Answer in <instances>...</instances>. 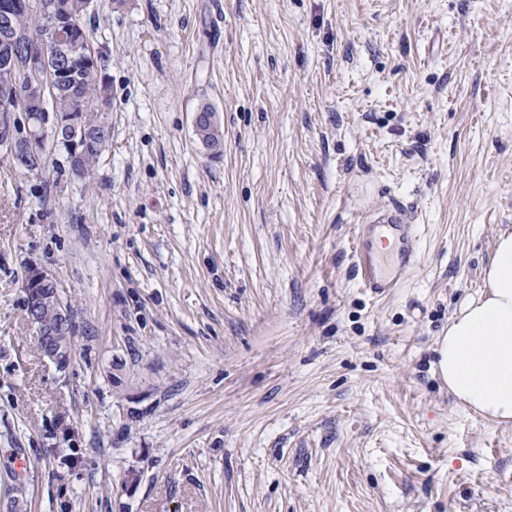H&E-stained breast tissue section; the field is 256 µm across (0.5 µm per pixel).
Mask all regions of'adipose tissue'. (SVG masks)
Returning a JSON list of instances; mask_svg holds the SVG:
<instances>
[{
    "mask_svg": "<svg viewBox=\"0 0 512 512\" xmlns=\"http://www.w3.org/2000/svg\"><path fill=\"white\" fill-rule=\"evenodd\" d=\"M484 291L468 298L437 344V370L456 404L512 422V232L497 236Z\"/></svg>",
    "mask_w": 512,
    "mask_h": 512,
    "instance_id": "obj_1",
    "label": "adipose tissue"
}]
</instances>
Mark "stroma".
Listing matches in <instances>:
<instances>
[{
  "label": "stroma",
  "instance_id": "stroma-1",
  "mask_svg": "<svg viewBox=\"0 0 512 512\" xmlns=\"http://www.w3.org/2000/svg\"><path fill=\"white\" fill-rule=\"evenodd\" d=\"M86 24L112 98L90 177L0 143V512H512V423L435 370L512 232V0H93ZM391 204L418 260L377 296L356 226ZM32 264L76 326L62 369ZM198 111L194 115V127L196 128L199 124L202 112H208L212 120L209 123H205L201 126L198 133H194L196 138L205 146L206 149L211 150L215 147L224 146V128L221 122L217 118L215 108L208 103H205L198 107ZM9 155L13 166L20 170L39 165L34 132L11 142ZM28 285L30 288H33L30 294L32 293L34 296L32 309L35 313H39L41 301L38 292L36 293L38 288H53L56 294L59 290L58 283L55 281V279L48 276L47 273L36 266H32L30 269ZM30 322L34 326L38 339L41 344L43 342V352L44 356L47 360L55 364L59 367V362L62 361L63 358L69 355L66 351V343L62 339H57L53 343L47 341V336L58 335L53 328L45 324L39 317H34L31 315ZM42 340V341H41Z\"/></svg>",
  "mask_w": 512,
  "mask_h": 512
}]
</instances>
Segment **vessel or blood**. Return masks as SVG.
<instances>
[{
  "mask_svg": "<svg viewBox=\"0 0 512 512\" xmlns=\"http://www.w3.org/2000/svg\"><path fill=\"white\" fill-rule=\"evenodd\" d=\"M357 230V270L363 285L374 294H390L417 263L416 225L407 223L393 207L368 213ZM383 234L392 236L397 251L396 263L388 267L379 262L372 248L373 239Z\"/></svg>",
  "mask_w": 512,
  "mask_h": 512,
  "instance_id": "obj_1",
  "label": "vessel or blood"
}]
</instances>
